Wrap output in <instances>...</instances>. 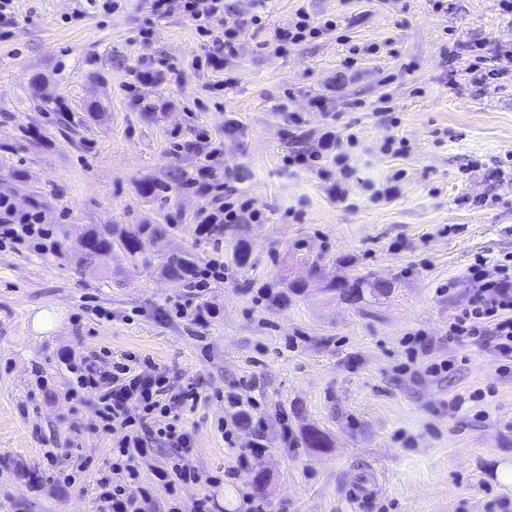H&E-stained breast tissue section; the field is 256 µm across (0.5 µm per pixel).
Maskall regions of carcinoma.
I'll return each mask as SVG.
<instances>
[{
    "label": "carcinoma",
    "instance_id": "cac0c4a2",
    "mask_svg": "<svg viewBox=\"0 0 512 512\" xmlns=\"http://www.w3.org/2000/svg\"><path fill=\"white\" fill-rule=\"evenodd\" d=\"M167 228L163 224H133L124 229H117L110 224H98L81 232V240L86 249V260L93 262L102 256L115 255L134 259L142 250L143 242L149 240L159 243L166 238ZM194 269V256L190 252L171 254L163 262L165 275L184 279ZM340 295L358 300L364 294L378 296L385 288L377 285L367 277H358L352 281L343 280L336 288Z\"/></svg>",
    "mask_w": 512,
    "mask_h": 512
}]
</instances>
